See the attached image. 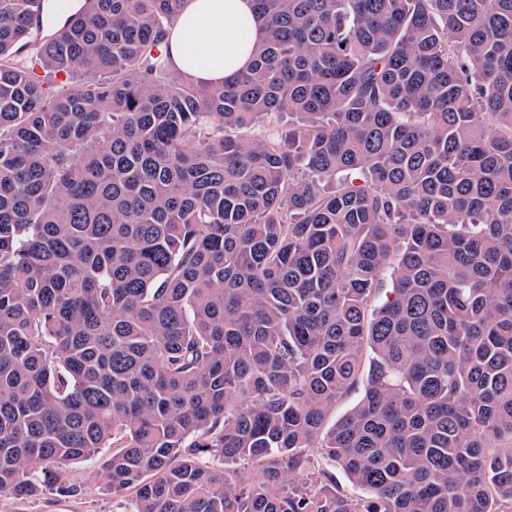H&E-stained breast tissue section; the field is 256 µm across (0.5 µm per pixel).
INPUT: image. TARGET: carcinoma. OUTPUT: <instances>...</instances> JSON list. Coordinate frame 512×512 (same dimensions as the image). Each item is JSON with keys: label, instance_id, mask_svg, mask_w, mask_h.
Here are the masks:
<instances>
[{"label": "carcinoma", "instance_id": "cac0c4a2", "mask_svg": "<svg viewBox=\"0 0 512 512\" xmlns=\"http://www.w3.org/2000/svg\"><path fill=\"white\" fill-rule=\"evenodd\" d=\"M183 2L0 0V496L512 512V0H253L220 85ZM252 0H185L169 36L174 67L190 81L231 80L261 38ZM365 378L358 382L355 388L346 393L331 411L328 418V426H331L336 420L340 419L349 412L363 397ZM110 453L112 449L101 448L94 459L65 467L71 484L77 487L75 493L62 496L52 484L45 483L30 499L0 497V512H128L129 494L112 495L94 481L93 472Z\"/></svg>", "mask_w": 512, "mask_h": 512}]
</instances>
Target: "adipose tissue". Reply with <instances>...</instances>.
Here are the masks:
<instances>
[{
	"mask_svg": "<svg viewBox=\"0 0 512 512\" xmlns=\"http://www.w3.org/2000/svg\"><path fill=\"white\" fill-rule=\"evenodd\" d=\"M260 37L253 0H185L169 50L188 80L226 82L247 67Z\"/></svg>",
	"mask_w": 512,
	"mask_h": 512,
	"instance_id": "obj_1",
	"label": "adipose tissue"
}]
</instances>
